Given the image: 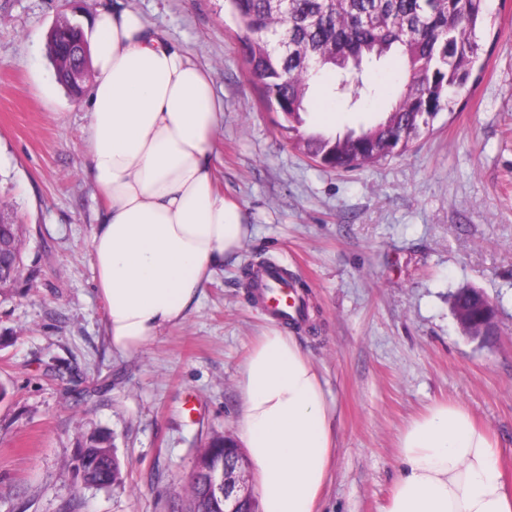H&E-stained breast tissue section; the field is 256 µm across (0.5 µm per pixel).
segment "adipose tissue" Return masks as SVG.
I'll use <instances>...</instances> for the list:
<instances>
[{
    "label": "adipose tissue",
    "instance_id": "1",
    "mask_svg": "<svg viewBox=\"0 0 512 512\" xmlns=\"http://www.w3.org/2000/svg\"><path fill=\"white\" fill-rule=\"evenodd\" d=\"M90 42L88 175L107 201L91 262L114 350L130 354L182 323L248 237L214 187L224 105L192 54L137 10L98 9ZM237 423L261 512H317L337 448L324 379L297 336H258L239 369ZM382 512H512L502 445L461 404L410 420Z\"/></svg>",
    "mask_w": 512,
    "mask_h": 512
}]
</instances>
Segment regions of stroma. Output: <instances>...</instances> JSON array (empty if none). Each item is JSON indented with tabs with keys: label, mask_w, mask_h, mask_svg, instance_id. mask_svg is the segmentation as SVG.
<instances>
[{
	"label": "stroma",
	"mask_w": 512,
	"mask_h": 512,
	"mask_svg": "<svg viewBox=\"0 0 512 512\" xmlns=\"http://www.w3.org/2000/svg\"><path fill=\"white\" fill-rule=\"evenodd\" d=\"M113 2L0 0V206L28 229L18 285L0 294V512H180L199 449L237 436L238 369L271 324L253 283L272 263L299 286L293 328L336 412L320 512H380L398 434L439 402L491 430L512 481V0H488L473 92L406 152L347 170L305 155L266 108L224 0H127L211 74L215 185L250 227L196 309L127 355L91 264L106 202L87 173L88 99L56 81L46 46L59 21L90 30ZM326 102L306 130L342 134L379 111ZM464 285L498 308L489 343L459 331ZM94 430L112 434L120 485L88 489L75 472Z\"/></svg>",
	"instance_id": "stroma-1"
}]
</instances>
